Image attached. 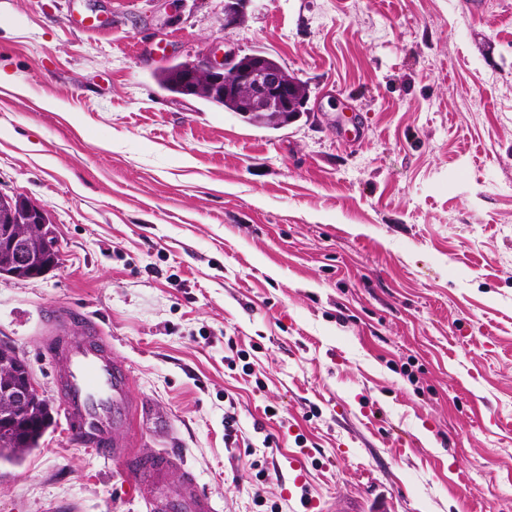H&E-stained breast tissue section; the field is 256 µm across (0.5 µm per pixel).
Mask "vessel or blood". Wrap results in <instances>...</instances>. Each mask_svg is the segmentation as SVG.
Listing matches in <instances>:
<instances>
[{
  "instance_id": "b4317fda",
  "label": "vessel or blood",
  "mask_w": 512,
  "mask_h": 512,
  "mask_svg": "<svg viewBox=\"0 0 512 512\" xmlns=\"http://www.w3.org/2000/svg\"><path fill=\"white\" fill-rule=\"evenodd\" d=\"M67 389L64 416L73 435L86 446L98 449L107 458H130L128 442L116 438V415L132 421L138 407L131 399V378L128 371L112 359V344L100 328H93L91 337L71 338L65 348ZM169 461L161 455L131 477V485L144 502L148 512H216L212 500L188 475L172 494L158 492L155 478Z\"/></svg>"
}]
</instances>
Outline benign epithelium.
<instances>
[{
    "instance_id": "1",
    "label": "benign epithelium",
    "mask_w": 512,
    "mask_h": 512,
    "mask_svg": "<svg viewBox=\"0 0 512 512\" xmlns=\"http://www.w3.org/2000/svg\"><path fill=\"white\" fill-rule=\"evenodd\" d=\"M238 55L217 44L206 56L184 63L176 71L174 81L182 96L200 98L219 94L234 100L244 99L254 108H271L277 112H290L298 116L307 103V89L300 82H292L283 70L268 63L263 54L250 55V61L237 63ZM7 212L0 241L8 245L19 265L34 260L27 248L31 239L47 241L53 238L50 218L41 205L23 198L15 200L0 194V212ZM3 377V391L12 409L19 411L36 388L35 383L13 384L7 374Z\"/></svg>"
}]
</instances>
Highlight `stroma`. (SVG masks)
<instances>
[{
    "mask_svg": "<svg viewBox=\"0 0 512 512\" xmlns=\"http://www.w3.org/2000/svg\"><path fill=\"white\" fill-rule=\"evenodd\" d=\"M469 2L0 0V194L61 254L0 276L53 416L0 512H146L68 433L58 306L125 363L135 459L218 512H512V0ZM218 42L286 65L302 116L160 89Z\"/></svg>",
    "mask_w": 512,
    "mask_h": 512,
    "instance_id": "1",
    "label": "stroma"
}]
</instances>
